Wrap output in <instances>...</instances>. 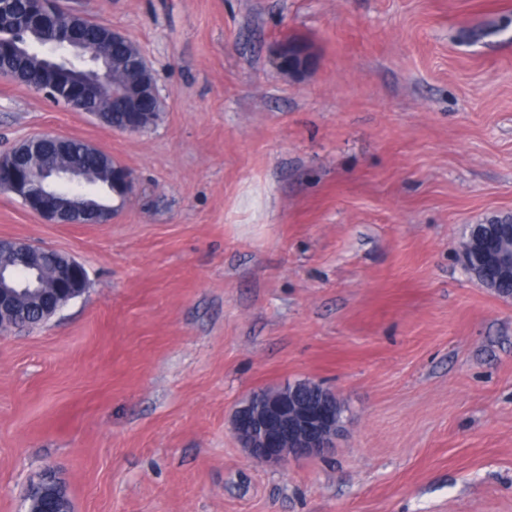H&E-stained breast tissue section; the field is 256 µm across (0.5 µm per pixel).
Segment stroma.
<instances>
[{
    "label": "stroma",
    "instance_id": "1",
    "mask_svg": "<svg viewBox=\"0 0 512 512\" xmlns=\"http://www.w3.org/2000/svg\"><path fill=\"white\" fill-rule=\"evenodd\" d=\"M62 4L137 45L162 114L115 133L0 76V154L54 133L135 178L105 224L0 190V237L89 278L0 332V512L48 469L73 512H512V297L457 256L512 214V0ZM303 380L335 449L256 461L235 409ZM285 58H288V72L291 74H301L313 64V57L308 48L296 46L288 41H282L274 47L272 61L275 67H278Z\"/></svg>",
    "mask_w": 512,
    "mask_h": 512
}]
</instances>
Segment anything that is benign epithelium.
I'll return each mask as SVG.
<instances>
[{"instance_id":"obj_1","label":"benign epithelium","mask_w":512,"mask_h":512,"mask_svg":"<svg viewBox=\"0 0 512 512\" xmlns=\"http://www.w3.org/2000/svg\"><path fill=\"white\" fill-rule=\"evenodd\" d=\"M28 11L32 22L42 30L66 34L78 27L85 15L63 8L57 0H29ZM71 55L90 61L87 72L93 80H83L79 85L64 91L47 85L43 93L52 100L65 104L107 94L110 73L97 65L94 56L85 54L81 44L73 45ZM288 59V72L301 74L312 67L313 57L308 48L282 41L273 50L272 61L278 66ZM139 67L144 83L131 92L133 108L118 132H141L157 121L159 94L152 70L144 55H139ZM49 140L64 153L71 139L52 133L35 135L7 155L0 156V188L13 194L32 213L46 224H103L115 216L117 208L100 207L81 196L59 197L57 191L64 184L79 185L85 173L78 167H45L35 173L22 164V160L36 156L39 144ZM112 178V193L124 199L134 191L130 170L121 163L107 161ZM467 239L459 251V261L471 275L493 269L502 277L512 278V250L506 251L500 241L512 240V215H494L485 224H471ZM0 245L31 255L51 252V248L33 242L0 238ZM40 272L32 268L24 281L15 272L0 269V331L29 326L26 313L16 305L17 294L39 284ZM57 288L54 297L41 307L40 321L45 322L57 314L70 301L81 296L88 288L85 268L71 257L55 272ZM314 393L306 395L298 385L285 384L265 390L262 399H247L233 414V431L248 453L266 464H277L290 458L323 456L335 447V440L342 429L343 413L336 396L327 388L315 383ZM26 499L39 500V512H71L65 485L47 474L29 489Z\"/></svg>"}]
</instances>
